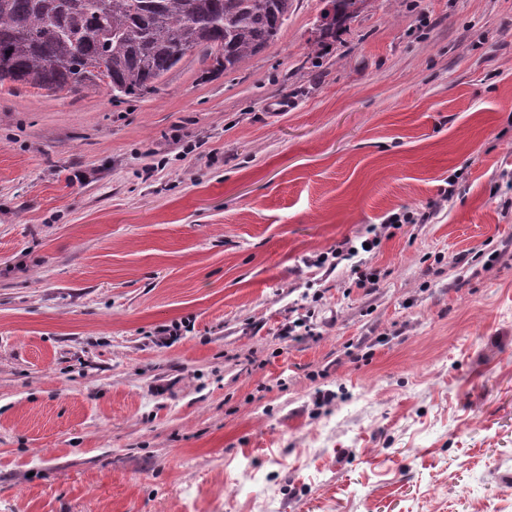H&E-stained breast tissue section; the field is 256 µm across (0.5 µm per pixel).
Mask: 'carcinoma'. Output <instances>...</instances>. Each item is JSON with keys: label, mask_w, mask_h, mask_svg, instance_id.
Instances as JSON below:
<instances>
[{"label": "carcinoma", "mask_w": 512, "mask_h": 512, "mask_svg": "<svg viewBox=\"0 0 512 512\" xmlns=\"http://www.w3.org/2000/svg\"><path fill=\"white\" fill-rule=\"evenodd\" d=\"M319 38L334 37L367 0H328ZM292 0H0V84L48 91L105 86L153 92L197 48L227 71L275 41Z\"/></svg>", "instance_id": "1"}]
</instances>
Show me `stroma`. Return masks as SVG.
<instances>
[{
	"label": "stroma",
	"instance_id": "1",
	"mask_svg": "<svg viewBox=\"0 0 512 512\" xmlns=\"http://www.w3.org/2000/svg\"><path fill=\"white\" fill-rule=\"evenodd\" d=\"M325 7L0 84V512H512V0ZM331 8L323 15L325 21L320 29L319 38L311 45L315 50L323 39L327 37H336V33L341 30L345 24L357 17L365 8L367 0H328Z\"/></svg>",
	"mask_w": 512,
	"mask_h": 512
}]
</instances>
